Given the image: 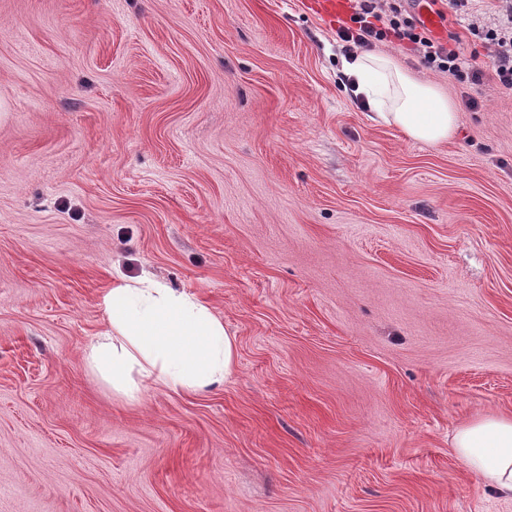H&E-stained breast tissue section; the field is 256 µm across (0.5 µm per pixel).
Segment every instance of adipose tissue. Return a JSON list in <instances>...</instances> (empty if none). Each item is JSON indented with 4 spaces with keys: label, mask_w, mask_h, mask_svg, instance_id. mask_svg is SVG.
I'll list each match as a JSON object with an SVG mask.
<instances>
[{
    "label": "adipose tissue",
    "mask_w": 512,
    "mask_h": 512,
    "mask_svg": "<svg viewBox=\"0 0 512 512\" xmlns=\"http://www.w3.org/2000/svg\"><path fill=\"white\" fill-rule=\"evenodd\" d=\"M343 72L378 120L410 140L433 146L455 135L454 103L392 57L358 54ZM103 305L109 329L89 345L86 366L125 400L138 401L152 385L205 391L233 374L235 340L199 298L144 277L114 284ZM453 448L489 490L512 498V414L475 417Z\"/></svg>",
    "instance_id": "1"
}]
</instances>
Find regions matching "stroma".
<instances>
[{"label":"stroma","instance_id":"35a3bbf8","mask_svg":"<svg viewBox=\"0 0 512 512\" xmlns=\"http://www.w3.org/2000/svg\"><path fill=\"white\" fill-rule=\"evenodd\" d=\"M437 146L374 121L309 0H0V512H512L453 451L512 414V91L468 30ZM202 299L236 370L130 403L102 297Z\"/></svg>","mask_w":512,"mask_h":512}]
</instances>
